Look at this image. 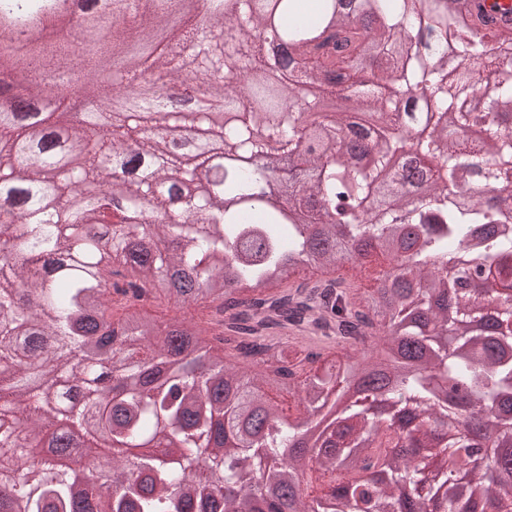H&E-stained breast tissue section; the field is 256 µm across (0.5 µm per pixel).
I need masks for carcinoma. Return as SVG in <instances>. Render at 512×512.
<instances>
[{"label": "carcinoma", "mask_w": 512, "mask_h": 512, "mask_svg": "<svg viewBox=\"0 0 512 512\" xmlns=\"http://www.w3.org/2000/svg\"><path fill=\"white\" fill-rule=\"evenodd\" d=\"M69 0H0V65L13 61V35H29L33 58L23 90L40 93L38 63L50 36L67 23ZM175 0H133L112 12L107 43H65L77 72L93 81L102 59L130 42L154 40ZM254 0H213L209 17L183 39L197 47L188 62L175 52L147 54L92 87L99 109L112 111L156 76L150 97L124 108V123L104 128L98 113L66 127L83 163L67 169L53 145L32 150L29 124L13 121L0 137V225L14 227L0 251V410L23 411L22 433L0 430V512H472L501 495L512 467V417L501 426L463 424L449 393L493 410L512 402V217L492 192L512 167V130L496 120L512 112V25L495 27L486 9L498 0H318L311 23L297 19L300 0H281L279 24L296 45L288 74L268 89L249 72L266 63L263 18ZM495 74L486 109L468 103L486 93L472 69ZM348 90L365 110L381 111L389 142L362 164L350 153L340 113L307 131L313 97L292 109L297 79ZM196 86L221 101L236 122L221 131L224 163L201 151L194 163L171 146L169 133L192 131L201 112L172 98ZM429 91L422 104H400L409 86ZM423 122L451 129L481 127L474 142L448 134L419 142L411 164L429 174L418 196L389 155ZM305 153L304 179L286 205L266 202L280 178L278 156ZM166 153L171 166L138 170ZM440 158L444 169L428 166ZM183 181H214L213 193L173 196L170 171ZM110 186L112 193L101 189ZM87 191L75 207V193ZM297 213L309 221L295 222ZM415 227L407 237L405 225ZM380 251L390 259L368 294L338 276L295 282L304 262L334 267ZM168 299L203 305L206 318L170 319L149 309ZM123 314L116 318L115 307ZM336 341L343 354L318 346L267 343L288 328ZM266 370L251 375L226 363L225 348ZM98 382L74 422L92 446L97 438L136 449L112 461L114 491L104 496L78 481L55 457L25 467L27 449L51 441L59 409L71 402L61 377ZM352 378L368 383L364 400L343 403ZM297 390L292 417L269 392ZM404 410L403 433L366 405ZM327 422L314 442L327 491L311 498L296 481L306 425ZM485 464L466 469L479 455Z\"/></svg>", "instance_id": "1"}]
</instances>
